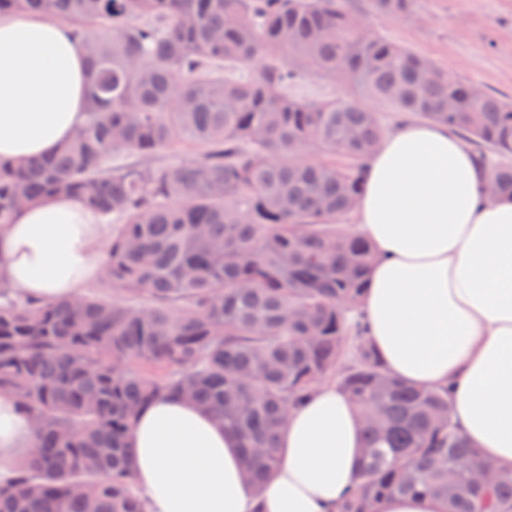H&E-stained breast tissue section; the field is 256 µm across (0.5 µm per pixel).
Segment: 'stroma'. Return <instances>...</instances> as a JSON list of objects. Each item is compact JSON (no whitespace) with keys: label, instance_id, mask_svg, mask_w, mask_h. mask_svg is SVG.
<instances>
[{"label":"stroma","instance_id":"stroma-1","mask_svg":"<svg viewBox=\"0 0 512 512\" xmlns=\"http://www.w3.org/2000/svg\"><path fill=\"white\" fill-rule=\"evenodd\" d=\"M368 32L383 35L463 80L512 97V0H416L394 20L370 0H348Z\"/></svg>","mask_w":512,"mask_h":512}]
</instances>
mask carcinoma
<instances>
[{"label":"carcinoma","mask_w":512,"mask_h":512,"mask_svg":"<svg viewBox=\"0 0 512 512\" xmlns=\"http://www.w3.org/2000/svg\"><path fill=\"white\" fill-rule=\"evenodd\" d=\"M347 2L0 0V15L69 26L89 98L55 156L0 160V225L51 194L112 225L101 276L112 295L40 302L0 281V392L34 425L32 453L0 481V512H144L125 439L168 391L237 436L258 492L288 412L328 378L363 424L338 512H384L399 495L512 512V470L475 482L494 464L454 425L448 389L391 376L364 336L376 253L348 223L388 132L382 107L448 126L512 194V100L366 32ZM414 4L371 0L392 19ZM305 72L344 95L289 94ZM182 140L203 155L150 163ZM311 147L344 161L308 160Z\"/></svg>","instance_id":"obj_1"}]
</instances>
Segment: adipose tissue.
Returning a JSON list of instances; mask_svg holds the SVG:
<instances>
[{
    "instance_id": "obj_1",
    "label": "adipose tissue",
    "mask_w": 512,
    "mask_h": 512,
    "mask_svg": "<svg viewBox=\"0 0 512 512\" xmlns=\"http://www.w3.org/2000/svg\"><path fill=\"white\" fill-rule=\"evenodd\" d=\"M83 54L61 21L0 16V159L54 154L83 125ZM471 149L446 126L410 120L369 159L355 209L381 255L363 312L387 372L448 388L452 418L512 469V195L488 198ZM111 225L69 196H44L0 226V278L23 295L70 299L101 272ZM146 512H336L361 455L358 419L334 381L288 416L281 461L261 497L244 482L237 438L165 393L127 436ZM34 446L27 416L0 394V476Z\"/></svg>"
}]
</instances>
